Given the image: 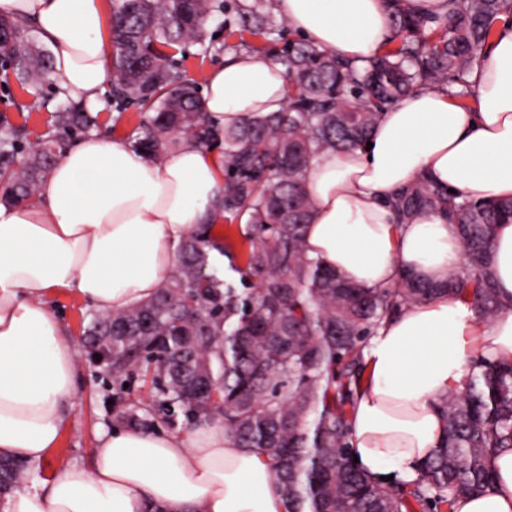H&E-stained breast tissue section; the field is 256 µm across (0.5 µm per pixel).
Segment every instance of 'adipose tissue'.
I'll return each mask as SVG.
<instances>
[{"mask_svg": "<svg viewBox=\"0 0 512 512\" xmlns=\"http://www.w3.org/2000/svg\"><path fill=\"white\" fill-rule=\"evenodd\" d=\"M276 9L295 34L357 63L390 33L385 0H277ZM0 14L38 28L63 96L98 103L111 78L106 0H0ZM469 79L474 106L416 90L384 112L370 147L315 159L305 176L312 258L365 288L460 271L454 225L439 213L397 223L389 202L420 175L472 199H512V26L498 28ZM204 84L221 127L285 101L281 63L244 51ZM223 184L222 156L193 140L156 163L92 135L62 153L35 196L0 204V457L48 468L1 498L0 512H287L266 459L240 448L217 416L181 432L115 427L99 437L91 469L48 466L75 400L77 357L50 296L70 292L101 312L151 299ZM490 264L501 305L492 322L440 296L386 319L364 348L349 430L373 479L414 482L442 438L438 399L463 388L474 362L512 361V218L496 227ZM488 464L493 486L454 512H512V448Z\"/></svg>", "mask_w": 512, "mask_h": 512, "instance_id": "ef3b65f1", "label": "adipose tissue"}]
</instances>
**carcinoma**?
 I'll return each instance as SVG.
<instances>
[{"label": "carcinoma", "mask_w": 512, "mask_h": 512, "mask_svg": "<svg viewBox=\"0 0 512 512\" xmlns=\"http://www.w3.org/2000/svg\"><path fill=\"white\" fill-rule=\"evenodd\" d=\"M405 2L387 0L390 36L360 68L304 39L289 43L281 59L284 107L221 129L203 111L198 83L183 76L181 54L188 43L210 52L205 25L225 4L112 0V100L140 109L128 143L155 162L182 137L221 148L217 205L245 249L236 253L214 225H200L180 243L176 267L153 298L91 315L84 335L112 354L117 403L124 383L151 377V400L117 411L131 427L152 429L158 420L173 427L180 416L193 423L212 413L202 395L217 392L224 428L267 459L288 512H453L459 498L493 485L489 454L512 448V362L474 364L465 387L440 399L443 438L419 478L399 491L363 473L348 442V409L365 379L362 351L385 318L439 295L463 299L484 321L500 310L489 247L496 225L512 217L511 199H469L425 176L395 195L403 223L442 212L456 224L469 272L440 282L406 273L394 288H364L305 246L313 201L304 177L313 160L363 145L383 112L417 87L467 97L495 23L512 16V0H447L443 18L415 14ZM283 24L269 0H253L229 35L247 45L245 35L268 40ZM32 30L0 14L3 83L12 77L36 86L53 71ZM97 123L69 99L53 129L32 144L24 127L0 115L3 201L33 197L63 136L87 134ZM40 476L37 465L0 462L6 491Z\"/></svg>", "instance_id": "cac0c4a2"}]
</instances>
